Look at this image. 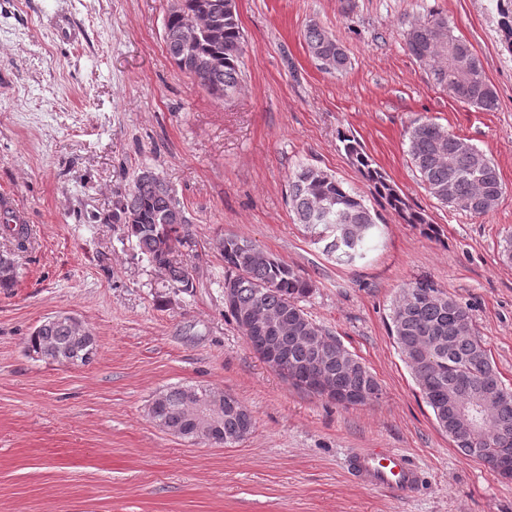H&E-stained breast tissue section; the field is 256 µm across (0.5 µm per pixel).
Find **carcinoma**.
I'll list each match as a JSON object with an SVG mask.
<instances>
[{"label": "carcinoma", "instance_id": "1", "mask_svg": "<svg viewBox=\"0 0 512 512\" xmlns=\"http://www.w3.org/2000/svg\"><path fill=\"white\" fill-rule=\"evenodd\" d=\"M224 23V42L204 38L186 51L175 40L165 41L166 51L176 66L192 76L210 94L220 98L234 92L242 76L245 44L230 0H183L181 11L169 14L165 25L175 32L185 26L203 29L213 20ZM309 52L329 71L346 69L348 57L342 46L325 30H305ZM407 51L427 65L433 82L458 101L478 110L498 108V97L489 84L482 64L470 45L448 28V47L423 36L406 41ZM208 58L213 67L206 72L196 58ZM468 69L461 80L460 69ZM407 153L431 196L441 204L484 216L498 205L503 186L495 164L481 151H470L466 142L429 119H417L408 131ZM344 149L375 190L407 224H429L425 214L411 207L381 171L372 167L360 143L343 138ZM288 197L299 223L322 238L328 230L333 239L327 252L336 261L352 264L365 256V241L374 233L376 221L363 200L334 176L313 168H302L288 184ZM179 208L172 191L160 177L153 189L143 192L138 181L125 190L118 224L135 216L131 238L140 254L169 285L190 292L195 278L188 265L173 253L191 246L189 224L172 226L161 218ZM216 249L224 260V288L233 302L225 306L235 324L244 314H281V326L268 332L288 353L287 379L307 392L306 372L321 356L324 370L336 388L355 391L360 405L379 398L381 387L364 369L351 372L338 351L341 343L309 318L300 302L312 292V284L293 267L259 245L237 237H222ZM390 333L405 364L413 374L439 427L448 433L458 452L467 459L497 458L512 469V398L496 401L487 394L500 381L492 358L476 336L466 307L426 280L403 289L391 312ZM26 351L34 358L90 363L97 352L95 337L76 333L65 321L40 324L28 337ZM200 388L169 387L161 398L150 401L148 416L157 425L187 432L199 405ZM254 428L252 413L239 401L224 410L217 429L220 437H238Z\"/></svg>", "mask_w": 512, "mask_h": 512}]
</instances>
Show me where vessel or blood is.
Returning <instances> with one entry per match:
<instances>
[{"mask_svg": "<svg viewBox=\"0 0 512 512\" xmlns=\"http://www.w3.org/2000/svg\"><path fill=\"white\" fill-rule=\"evenodd\" d=\"M349 467L359 483L386 488L399 498L419 482V473L407 455L391 448L364 449L350 458Z\"/></svg>", "mask_w": 512, "mask_h": 512, "instance_id": "1", "label": "vessel or blood"}]
</instances>
